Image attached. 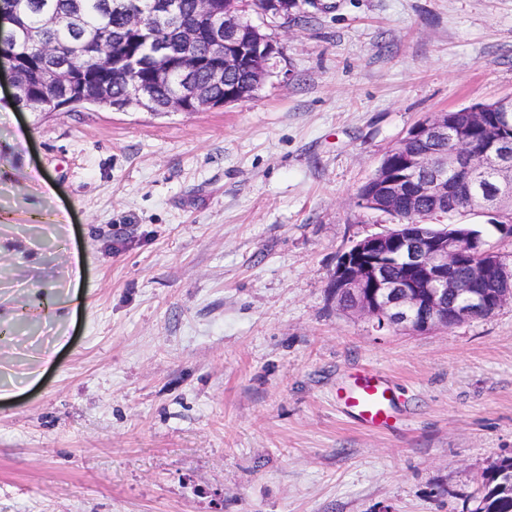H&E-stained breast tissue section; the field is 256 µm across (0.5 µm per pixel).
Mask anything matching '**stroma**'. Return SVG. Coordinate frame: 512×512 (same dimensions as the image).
Returning <instances> with one entry per match:
<instances>
[{"label":"stroma","instance_id":"stroma-1","mask_svg":"<svg viewBox=\"0 0 512 512\" xmlns=\"http://www.w3.org/2000/svg\"><path fill=\"white\" fill-rule=\"evenodd\" d=\"M254 96L11 109L0 72V512H466L512 456V302L378 332L329 290L418 122L512 94V0H299ZM465 224L512 264V237ZM395 387L385 430L337 391ZM388 379L364 370L353 376V383L338 391L336 401L343 414L368 429L391 427L396 406Z\"/></svg>","mask_w":512,"mask_h":512}]
</instances>
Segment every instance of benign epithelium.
I'll return each mask as SVG.
<instances>
[{
  "instance_id": "obj_1",
  "label": "benign epithelium",
  "mask_w": 512,
  "mask_h": 512,
  "mask_svg": "<svg viewBox=\"0 0 512 512\" xmlns=\"http://www.w3.org/2000/svg\"><path fill=\"white\" fill-rule=\"evenodd\" d=\"M155 4L159 10L154 16L159 20L180 14L179 0H155ZM196 9V22L182 28L180 46L168 41L156 43L153 81H168L174 68L179 69L185 81L183 92L167 103L170 112L224 107L253 96L271 74L273 60L281 54L276 42L243 18L237 0L229 4L224 0H196ZM141 10L138 3L127 6V25L130 32L152 38L154 33ZM202 41L224 47V64L209 63L198 48ZM33 51L41 58L40 84L63 93L55 100L56 111L86 98L87 85L78 80L79 66L58 64L57 51L50 44L36 42ZM6 56L13 99L17 101L28 87V73L19 53L8 49ZM244 66L255 74V82L249 87H235L221 103H214L210 87L224 84L229 74ZM203 67L207 70L206 80H193V75ZM92 91L91 97L97 99V104L115 110L132 105L145 108L151 103L149 89L139 83L129 85L121 98L111 97L105 81L94 84ZM469 112L473 128L493 127L497 134L483 140L456 137L454 148L447 152L406 151L405 145L413 139L433 141L450 135V127L454 126L450 113H437L412 128L400 140L401 157L382 163L370 178L378 193L391 203L387 213L397 219L396 228L355 241L340 256L330 288L337 295H350L351 312L367 319L377 331L399 328L422 334L446 329L461 319L485 315L488 297L483 295V287L494 270L498 288L491 297L499 306L512 301V267L503 257L482 253L483 261L472 265L467 277L460 279L453 272L456 235L446 231L431 233L419 224L408 223L404 217V210L413 209L419 198L429 199L437 215L452 213L455 200L473 192L475 171L481 165H490L501 185L512 191V129L503 127L507 116L512 115V95L486 106L472 107ZM391 257L405 266L407 278L391 277Z\"/></svg>"
}]
</instances>
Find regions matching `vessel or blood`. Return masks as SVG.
Listing matches in <instances>:
<instances>
[{"label":"vessel or blood","instance_id":"vessel-or-blood-1","mask_svg":"<svg viewBox=\"0 0 512 512\" xmlns=\"http://www.w3.org/2000/svg\"><path fill=\"white\" fill-rule=\"evenodd\" d=\"M388 379L374 371L364 370L353 377L349 387L336 394L343 414L368 429L391 427L396 406L390 394Z\"/></svg>","mask_w":512,"mask_h":512}]
</instances>
